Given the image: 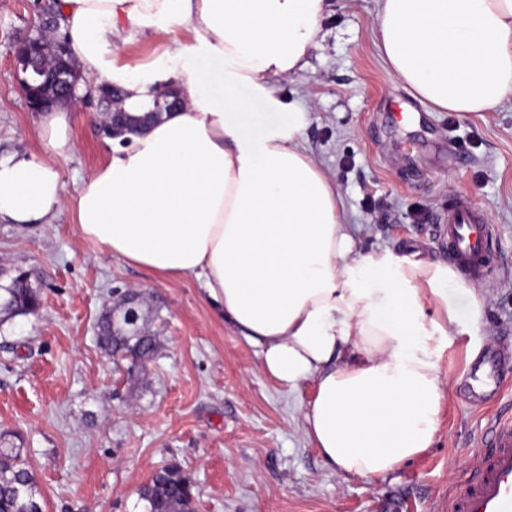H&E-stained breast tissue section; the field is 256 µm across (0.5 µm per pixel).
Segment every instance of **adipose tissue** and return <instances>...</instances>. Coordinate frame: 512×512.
I'll list each match as a JSON object with an SVG mask.
<instances>
[{
  "label": "adipose tissue",
  "instance_id": "ef3b65f1",
  "mask_svg": "<svg viewBox=\"0 0 512 512\" xmlns=\"http://www.w3.org/2000/svg\"><path fill=\"white\" fill-rule=\"evenodd\" d=\"M376 45L393 76L440 112L496 111L512 96V0H376ZM60 32L85 82L149 111L171 86L183 107L108 140L66 202L59 164L76 145L74 104L41 113L42 155L0 157V222L24 230L70 207L80 235L171 278H194L218 316L258 346L265 372L313 380L304 431L325 463L375 479L432 448L441 353L484 326L476 284L446 263L366 251L335 179L309 152L304 114L268 82L321 40L326 0H61ZM165 33L149 63L117 42ZM263 105L250 109L251 102ZM473 295L466 319L448 291Z\"/></svg>",
  "mask_w": 512,
  "mask_h": 512
}]
</instances>
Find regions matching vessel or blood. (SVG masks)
Masks as SVG:
<instances>
[{
    "label": "vessel or blood",
    "mask_w": 512,
    "mask_h": 512,
    "mask_svg": "<svg viewBox=\"0 0 512 512\" xmlns=\"http://www.w3.org/2000/svg\"><path fill=\"white\" fill-rule=\"evenodd\" d=\"M446 236L449 264L465 279L485 276L493 229L467 196L449 201ZM489 446L471 478L450 496L448 512H512V422L491 425Z\"/></svg>",
    "instance_id": "1"
}]
</instances>
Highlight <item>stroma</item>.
<instances>
[{
	"instance_id": "stroma-1",
	"label": "stroma",
	"mask_w": 512,
	"mask_h": 512,
	"mask_svg": "<svg viewBox=\"0 0 512 512\" xmlns=\"http://www.w3.org/2000/svg\"><path fill=\"white\" fill-rule=\"evenodd\" d=\"M48 0H0V155L42 153L15 64ZM375 0H329L324 39L307 64L274 84L306 110L302 130L334 177L364 249L445 260L437 219L468 196L495 227L479 286L485 325L455 337L440 360L449 380L436 442L384 478H343L304 434L313 381L292 392L258 348L224 324L191 277L173 280L102 252L69 210L20 231L0 223V267L30 276L37 311L0 321V440L21 448L44 512H142L137 489L167 464L195 483L196 512H436L485 452L494 418L512 417V357L498 393L476 404L468 372L512 343V97L493 112H436L392 75L375 44ZM97 105L72 120L77 150L59 168L67 197L100 165ZM136 290L159 348L128 375L96 339L101 316Z\"/></svg>"
}]
</instances>
